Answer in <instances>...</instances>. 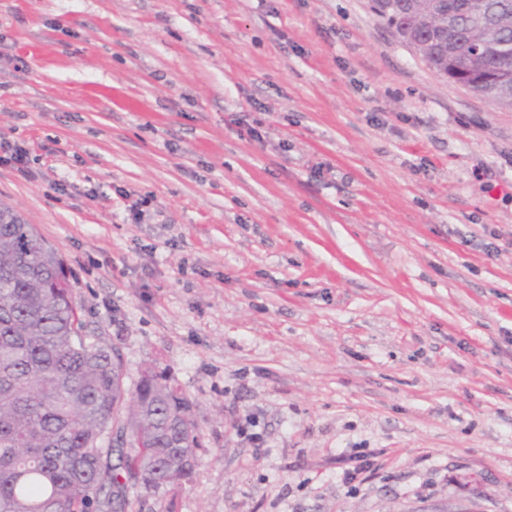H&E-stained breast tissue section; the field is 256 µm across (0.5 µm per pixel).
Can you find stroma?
Here are the masks:
<instances>
[{"label": "stroma", "instance_id": "stroma-1", "mask_svg": "<svg viewBox=\"0 0 512 512\" xmlns=\"http://www.w3.org/2000/svg\"><path fill=\"white\" fill-rule=\"evenodd\" d=\"M7 144L89 334L192 403L133 512H512V110L371 0H0Z\"/></svg>", "mask_w": 512, "mask_h": 512}]
</instances>
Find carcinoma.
I'll list each match as a JSON object with an SVG mask.
<instances>
[{
  "mask_svg": "<svg viewBox=\"0 0 512 512\" xmlns=\"http://www.w3.org/2000/svg\"><path fill=\"white\" fill-rule=\"evenodd\" d=\"M416 0H373L399 31ZM114 346L84 332L63 258L0 210V512H132L128 489H177L197 465L191 401L160 373L125 388ZM128 405L112 443V414Z\"/></svg>",
  "mask_w": 512,
  "mask_h": 512,
  "instance_id": "cac0c4a2",
  "label": "carcinoma"
}]
</instances>
